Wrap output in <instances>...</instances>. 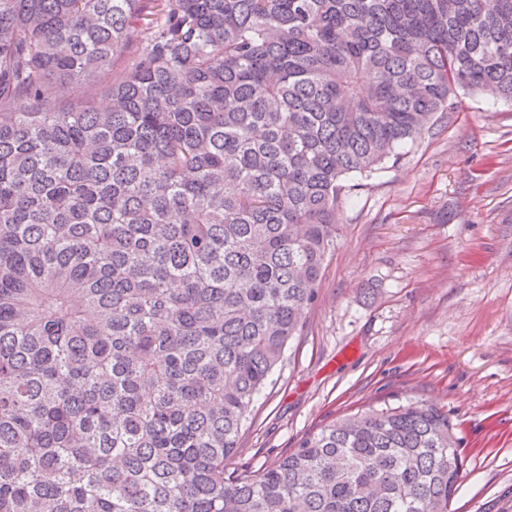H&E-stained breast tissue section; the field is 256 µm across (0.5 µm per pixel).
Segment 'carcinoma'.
I'll return each instance as SVG.
<instances>
[{
	"mask_svg": "<svg viewBox=\"0 0 512 512\" xmlns=\"http://www.w3.org/2000/svg\"><path fill=\"white\" fill-rule=\"evenodd\" d=\"M460 91L512 101V0H0V512H448L433 405L224 462L344 179Z\"/></svg>",
	"mask_w": 512,
	"mask_h": 512,
	"instance_id": "obj_1",
	"label": "carcinoma"
}]
</instances>
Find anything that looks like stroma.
I'll use <instances>...</instances> for the list:
<instances>
[{"label":"stroma","instance_id":"obj_1","mask_svg":"<svg viewBox=\"0 0 512 512\" xmlns=\"http://www.w3.org/2000/svg\"><path fill=\"white\" fill-rule=\"evenodd\" d=\"M455 103L339 197L306 326L227 472L358 411L431 403L465 458L448 512H512V102Z\"/></svg>","mask_w":512,"mask_h":512}]
</instances>
